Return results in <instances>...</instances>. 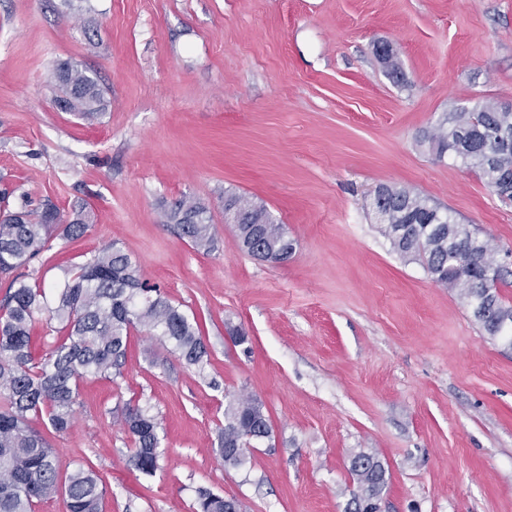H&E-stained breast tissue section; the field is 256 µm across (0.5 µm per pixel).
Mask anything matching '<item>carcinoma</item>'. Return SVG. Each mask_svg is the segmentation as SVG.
Listing matches in <instances>:
<instances>
[{"label":"carcinoma","instance_id":"obj_1","mask_svg":"<svg viewBox=\"0 0 512 512\" xmlns=\"http://www.w3.org/2000/svg\"><path fill=\"white\" fill-rule=\"evenodd\" d=\"M62 86L60 100L66 111L84 120L97 118L104 108V90L85 72L72 65L57 70ZM500 136L504 144L494 155L487 141ZM437 159L449 154L477 170L492 190L504 180L512 182V111L478 102L453 112L448 125L428 136ZM385 209L378 216L382 232L403 258L421 263L432 279L458 291L472 308L475 320L493 340L512 348V305L499 293L507 274L494 265L492 239H481L448 210L407 188L381 187ZM183 237L195 247L211 248V216L198 200L183 197L169 213ZM91 216L80 206L62 223L57 208L47 203L40 211H0V278L9 280L0 301V512H34L38 502L55 494L66 498L67 512H103L106 486L95 473L81 466L59 481L52 448L44 435L30 425L29 415L44 418L55 433L73 425L79 383L93 376L121 374L130 330L143 326L174 350L189 365L204 367L208 349L196 321L162 296L157 288L140 281L130 257L105 245L84 264L65 272L63 282L47 291L33 287L18 269L48 250L54 233L73 238L86 233ZM237 237L252 254L254 243L274 253L288 240L283 224L268 221L262 206L242 213ZM48 314L58 322L60 336L40 361L30 352V327L36 316ZM135 445L126 464L144 475L159 468V424L148 409L126 403L116 409ZM272 430L263 403L252 395H239L224 409L219 429L218 455L227 467L237 468L243 458L239 448L266 438ZM357 490L351 503L375 494L387 478L382 462L360 452L350 462ZM199 512H224V496L198 490Z\"/></svg>","mask_w":512,"mask_h":512}]
</instances>
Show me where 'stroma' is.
<instances>
[{
	"mask_svg": "<svg viewBox=\"0 0 512 512\" xmlns=\"http://www.w3.org/2000/svg\"><path fill=\"white\" fill-rule=\"evenodd\" d=\"M61 62L103 87L97 119L56 107ZM483 100L512 104V0H0V189L94 215L23 279L51 287L114 245L210 349L200 372L131 330L121 376L81 381L73 429L47 435L60 475L93 469L104 512H193L201 488L243 512H345L349 460L368 452L383 512H512V349L394 252L372 209L379 187L419 192L512 271V204L426 141ZM230 194L286 225L288 262L241 251ZM186 196L209 209L211 250L167 217ZM238 394L272 434L232 469L216 446ZM129 401L160 424L150 476L125 464L112 410Z\"/></svg>",
	"mask_w": 512,
	"mask_h": 512,
	"instance_id": "obj_1",
	"label": "stroma"
}]
</instances>
